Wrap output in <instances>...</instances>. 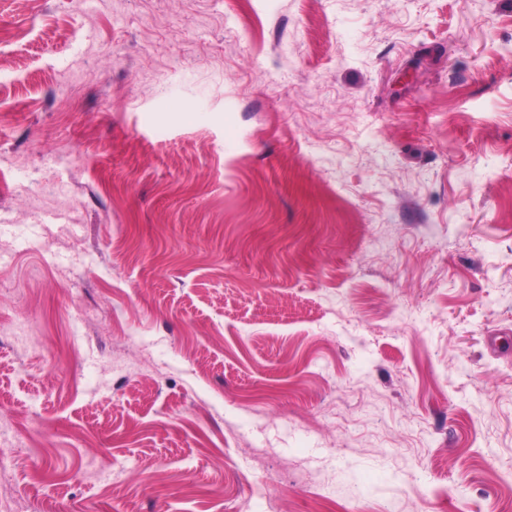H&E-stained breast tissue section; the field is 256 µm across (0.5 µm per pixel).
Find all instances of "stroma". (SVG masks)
Listing matches in <instances>:
<instances>
[{
  "instance_id": "1",
  "label": "stroma",
  "mask_w": 512,
  "mask_h": 512,
  "mask_svg": "<svg viewBox=\"0 0 512 512\" xmlns=\"http://www.w3.org/2000/svg\"><path fill=\"white\" fill-rule=\"evenodd\" d=\"M1 31L0 497L512 512V0Z\"/></svg>"
}]
</instances>
